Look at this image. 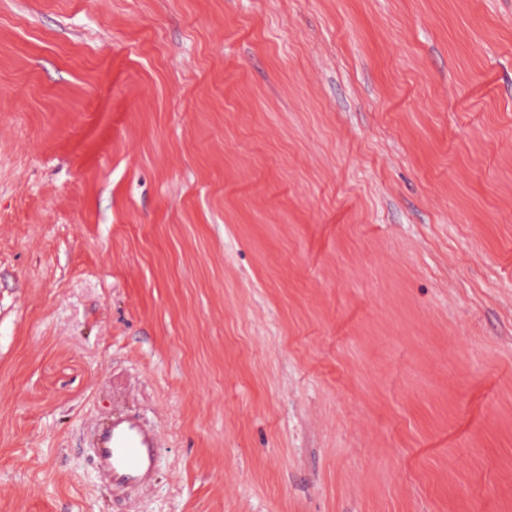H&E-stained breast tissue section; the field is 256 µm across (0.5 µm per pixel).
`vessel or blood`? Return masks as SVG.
<instances>
[{
  "mask_svg": "<svg viewBox=\"0 0 512 512\" xmlns=\"http://www.w3.org/2000/svg\"><path fill=\"white\" fill-rule=\"evenodd\" d=\"M95 456L113 485L126 487L149 477L155 464L156 444L135 418L115 419L99 430Z\"/></svg>",
  "mask_w": 512,
  "mask_h": 512,
  "instance_id": "vessel-or-blood-1",
  "label": "vessel or blood"
}]
</instances>
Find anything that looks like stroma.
Wrapping results in <instances>:
<instances>
[{
	"label": "stroma",
	"mask_w": 512,
	"mask_h": 512,
	"mask_svg": "<svg viewBox=\"0 0 512 512\" xmlns=\"http://www.w3.org/2000/svg\"><path fill=\"white\" fill-rule=\"evenodd\" d=\"M0 512H512V0H0ZM95 456L112 484L126 487L149 477L155 464L156 444L135 418L115 419L99 430Z\"/></svg>",
	"instance_id": "obj_1"
}]
</instances>
